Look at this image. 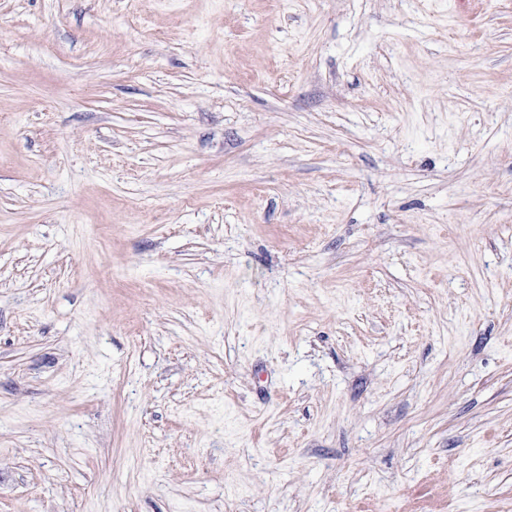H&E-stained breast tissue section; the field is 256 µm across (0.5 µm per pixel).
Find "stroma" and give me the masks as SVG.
Instances as JSON below:
<instances>
[{
    "label": "stroma",
    "instance_id": "35a3bbf8",
    "mask_svg": "<svg viewBox=\"0 0 512 512\" xmlns=\"http://www.w3.org/2000/svg\"><path fill=\"white\" fill-rule=\"evenodd\" d=\"M0 512H512V0H0Z\"/></svg>",
    "mask_w": 512,
    "mask_h": 512
}]
</instances>
